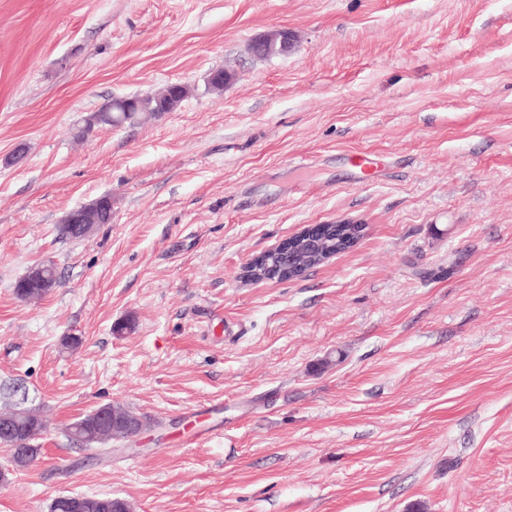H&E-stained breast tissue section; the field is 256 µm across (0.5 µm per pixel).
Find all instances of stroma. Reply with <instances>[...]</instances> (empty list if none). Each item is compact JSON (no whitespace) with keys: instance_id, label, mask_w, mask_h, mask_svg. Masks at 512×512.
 Returning <instances> with one entry per match:
<instances>
[{"instance_id":"stroma-1","label":"stroma","mask_w":512,"mask_h":512,"mask_svg":"<svg viewBox=\"0 0 512 512\" xmlns=\"http://www.w3.org/2000/svg\"><path fill=\"white\" fill-rule=\"evenodd\" d=\"M281 27L295 49L254 56ZM171 83L174 111L81 136ZM104 195L111 223L60 239ZM344 220L363 237L302 278L243 279ZM40 263L56 286L19 299ZM113 402L151 427L114 452L68 440ZM15 404L42 454L16 470L0 449V512H512V0H0ZM65 499L58 500V512H128L129 506L123 500L108 495H65ZM81 498L83 507L79 510H70L68 499Z\"/></svg>"}]
</instances>
